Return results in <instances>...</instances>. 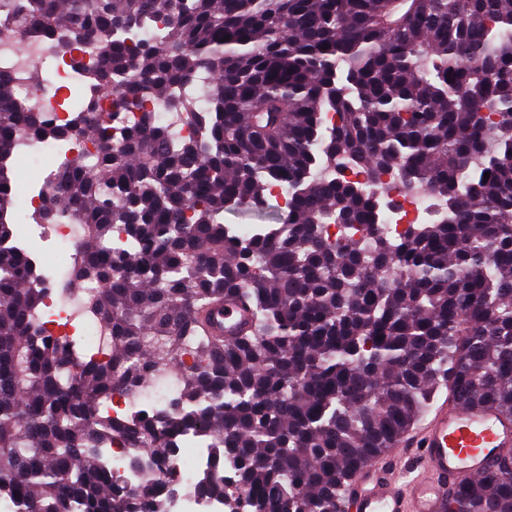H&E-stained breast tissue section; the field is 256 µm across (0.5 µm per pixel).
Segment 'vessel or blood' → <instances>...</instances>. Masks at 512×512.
<instances>
[{
	"label": "vessel or blood",
	"instance_id": "obj_1",
	"mask_svg": "<svg viewBox=\"0 0 512 512\" xmlns=\"http://www.w3.org/2000/svg\"><path fill=\"white\" fill-rule=\"evenodd\" d=\"M217 335L231 342L252 325L249 309L232 294L212 315ZM416 469L402 473L370 461L354 475L343 512H447L448 491L482 477L512 448V418L489 406L440 404L415 443Z\"/></svg>",
	"mask_w": 512,
	"mask_h": 512
}]
</instances>
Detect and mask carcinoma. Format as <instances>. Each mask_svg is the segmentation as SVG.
<instances>
[{
	"label": "carcinoma",
	"instance_id": "cac0c4a2",
	"mask_svg": "<svg viewBox=\"0 0 512 512\" xmlns=\"http://www.w3.org/2000/svg\"><path fill=\"white\" fill-rule=\"evenodd\" d=\"M4 7L18 43L89 53L92 66L66 63L115 98L103 110L88 96L60 124L0 70V512H161L188 438L209 452L198 492L230 512L226 459L260 512H341L354 471L439 390L512 414V0ZM156 99L195 133L172 136L144 110ZM19 130L94 145L91 164L42 182L36 223L83 224L65 284L97 285L101 356L40 321L46 291L15 243L4 174ZM346 168L400 174L442 202L440 218L391 234L382 195L338 177ZM273 184L288 209L235 238L224 211L263 209ZM328 224L359 233L332 241ZM230 293L254 327L225 345L205 323ZM162 371L175 397L112 416L113 395ZM116 445L134 484L112 471ZM449 496V512H512V450Z\"/></svg>",
	"mask_w": 512,
	"mask_h": 512
}]
</instances>
